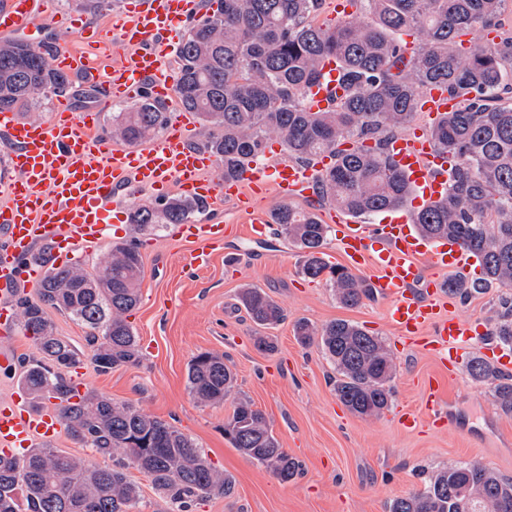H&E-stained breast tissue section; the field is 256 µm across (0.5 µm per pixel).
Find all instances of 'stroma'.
I'll use <instances>...</instances> for the list:
<instances>
[{
	"instance_id": "1",
	"label": "stroma",
	"mask_w": 512,
	"mask_h": 512,
	"mask_svg": "<svg viewBox=\"0 0 512 512\" xmlns=\"http://www.w3.org/2000/svg\"><path fill=\"white\" fill-rule=\"evenodd\" d=\"M197 221L225 225L224 242L210 265L196 269L189 247L172 229L136 232L128 217L119 231L99 245L80 247L76 258L87 269L103 264L112 246L135 243L145 276L142 300L131 323L139 339V364L98 373L83 364L74 380L82 389L129 402L179 428L234 483L232 497H213L191 512H388L393 499L424 488L428 475L477 463L512 480V413L495 404L492 379H476L467 369L451 374L429 355L403 341L387 320L381 297L360 307H343L332 290L302 272L303 253L277 234L252 240L235 201L204 207ZM259 288L280 304L285 319L261 329L240 304L242 289ZM490 287L468 297L448 295L455 315L485 324L489 333L464 342L465 360L481 358L511 294ZM307 319L317 326L345 319L378 335L390 350L395 372L389 411L365 419L337 399L336 370L318 345L297 342L294 325ZM268 333L276 350L258 351L254 336ZM202 352L228 358L236 383L234 397L261 410L282 448L301 465L291 482H280L265 466L234 448L224 436L233 404H201L187 387V367ZM440 408H452L456 425L437 431L430 424L412 432L398 426L408 409L425 414L424 395Z\"/></svg>"
}]
</instances>
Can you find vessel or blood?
<instances>
[{
  "label": "vessel or blood",
  "instance_id": "1",
  "mask_svg": "<svg viewBox=\"0 0 512 512\" xmlns=\"http://www.w3.org/2000/svg\"><path fill=\"white\" fill-rule=\"evenodd\" d=\"M45 0H0V35L30 39L45 17ZM199 14L197 0H126L112 17V43L97 38L85 21L54 19L56 40L51 66L101 90L106 100L140 94L164 105L175 96L167 60L186 22ZM340 71L326 63L320 80L306 93L310 110L333 105L341 93ZM456 103L435 87L420 95V111H453ZM97 112L59 99L48 117L34 120L0 111V371L12 370L11 341L18 329L16 287L39 281L44 267L33 260L36 243L48 244L56 265L68 264L75 244L93 246L106 236L119 190L149 188L156 196L170 189L218 207L225 199L240 202L252 238H263L270 213L258 206L264 195L293 201L308 197L327 156L308 164L282 159L253 162L237 179L225 177L218 156L193 149L194 123L186 112L174 113L166 134L153 142L121 147L96 130ZM389 153L415 190V202L434 200L447 190L451 164L426 130L394 138ZM176 234L191 246L190 263L205 267L224 238L220 224H181ZM336 247L354 272L372 269L371 283L389 302V320L401 338L428 350L440 364L462 366L459 340L476 336L473 322L440 312L441 290L424 281V268L468 276L476 254L450 241L418 236L408 214L381 224L336 220ZM64 427L54 405L29 408L24 394L0 401V449L18 453L37 441L56 440Z\"/></svg>",
  "mask_w": 512,
  "mask_h": 512
}]
</instances>
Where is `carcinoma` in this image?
<instances>
[{"label": "carcinoma", "instance_id": "carcinoma-1", "mask_svg": "<svg viewBox=\"0 0 512 512\" xmlns=\"http://www.w3.org/2000/svg\"><path fill=\"white\" fill-rule=\"evenodd\" d=\"M321 0H215L180 47L176 93L180 107L206 129L202 146L224 163V176L264 156L275 136L288 158L308 162L329 152L320 174L319 203L335 202L354 218H370L410 204L409 179L392 163L387 145L417 114L422 89L441 85L459 101L455 112L430 128L436 145L456 157L446 197L412 213L422 235L458 242L481 258L473 283L448 280V292L468 295L495 284L512 288V31L497 44L457 48V38L478 27H504L505 0H355L361 22L318 25ZM414 38L408 47L404 36ZM335 59L344 95L326 112H310L305 92ZM69 77L51 68L23 41L0 44V110L24 109L38 96L69 90ZM168 122L161 105L143 99L112 118V135L128 144L157 136ZM202 206L171 197L136 205L129 222L159 232L186 224ZM277 235L304 253V274L322 279L346 308L373 297L371 285L324 259L328 225L310 209L283 204L274 212ZM143 264L132 245L112 248L96 272L79 263L47 270L37 297L22 298L20 324L36 341L40 358L22 371V387L36 401L56 399L66 433L82 448L112 459L100 466L48 444L21 458L0 452V512H136L135 469L150 482L169 512H190L205 499L229 497L234 484L204 451L175 426L135 406L93 391L79 394L70 373L84 352L57 335L52 313L87 329L90 361L100 374L139 363L130 314L141 300ZM240 301L259 326L284 319L283 308L259 288ZM296 340L319 345L336 368V396L353 413L372 417L388 408L394 363L381 340L347 320L320 328L295 324ZM187 383L200 402H222L235 386L224 355L203 352L189 363ZM497 406L512 413V379L500 378ZM233 447L283 482L299 464L281 448L263 413L234 402L224 427ZM390 512H512V482L465 464L429 477L423 490L392 501Z\"/></svg>", "mask_w": 512, "mask_h": 512}]
</instances>
